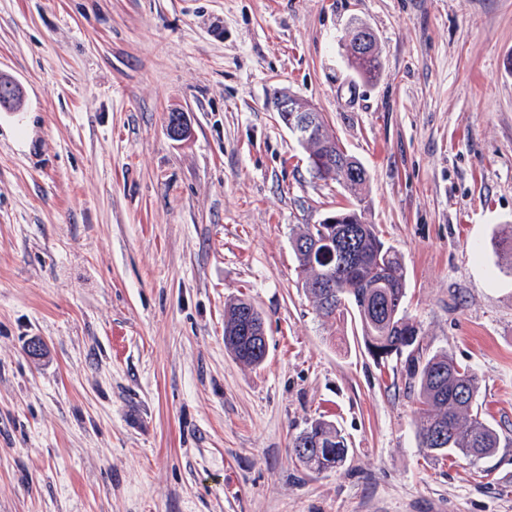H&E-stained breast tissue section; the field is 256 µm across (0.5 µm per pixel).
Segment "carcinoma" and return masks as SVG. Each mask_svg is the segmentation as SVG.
<instances>
[{"instance_id":"carcinoma-1","label":"carcinoma","mask_w":512,"mask_h":512,"mask_svg":"<svg viewBox=\"0 0 512 512\" xmlns=\"http://www.w3.org/2000/svg\"><path fill=\"white\" fill-rule=\"evenodd\" d=\"M350 64L366 79L375 78L380 71L377 56L369 60L358 57ZM315 118L316 134L303 145L311 157L331 155L336 161L331 169L311 160V170L320 180L343 185L354 203L334 212L340 223L324 224L320 230L308 224L293 239L302 287L321 316L334 319L353 315L368 352L376 359L416 350L418 338L407 335L406 272L401 257L380 238L376 226L366 221L361 208L365 169L342 149L322 113H315ZM328 278L336 287H324ZM247 312L257 327L265 325L251 300H233L224 309V347L237 360L259 366L266 358L265 349L239 333V323ZM409 372L417 392L419 447L442 459L457 454L473 461L490 457L500 448L499 433L479 413L481 380L474 368L440 351L411 359ZM348 451L341 431L322 418L312 420L296 435L291 448L294 460L319 473L342 467Z\"/></svg>"}]
</instances>
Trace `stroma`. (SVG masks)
Instances as JSON below:
<instances>
[{"instance_id":"35a3bbf8","label":"stroma","mask_w":512,"mask_h":512,"mask_svg":"<svg viewBox=\"0 0 512 512\" xmlns=\"http://www.w3.org/2000/svg\"><path fill=\"white\" fill-rule=\"evenodd\" d=\"M0 74V512H512V445L429 457L406 357L304 292L291 241L349 196L274 108L362 163L423 354L474 367L512 438V0H0ZM239 296L258 367L224 347ZM316 418L337 471L290 456ZM251 314L252 321L257 323V330L260 331L263 326L265 329V322L261 312L254 306V304L248 298H236L230 302L224 309V347L239 361L252 365H261L265 358L266 352L263 346L257 347L255 343L250 341L257 340V344H260L259 338H263L266 343L265 336H254V326L251 322L250 316L244 319L239 333V323L242 321L245 312ZM247 336V337H246ZM258 349V352H256ZM307 444H310L308 449ZM299 448H304L301 451ZM349 448L341 431L331 422L316 418L292 441V458L312 472L337 471Z\"/></svg>"}]
</instances>
